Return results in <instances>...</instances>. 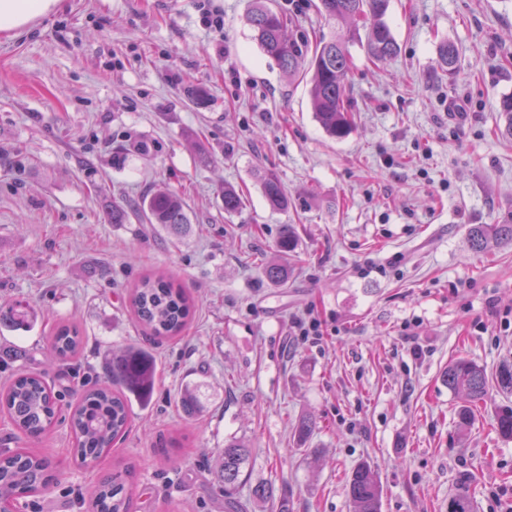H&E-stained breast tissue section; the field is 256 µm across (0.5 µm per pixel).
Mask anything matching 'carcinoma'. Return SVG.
Listing matches in <instances>:
<instances>
[{
	"instance_id": "1",
	"label": "carcinoma",
	"mask_w": 512,
	"mask_h": 512,
	"mask_svg": "<svg viewBox=\"0 0 512 512\" xmlns=\"http://www.w3.org/2000/svg\"><path fill=\"white\" fill-rule=\"evenodd\" d=\"M273 0H252L247 22L260 50L274 59L290 75L309 76V97L316 120L332 138L349 132L348 79L351 72L349 43L365 39V49L374 61L397 55L398 43L384 20L389 0H319L318 11L346 30L344 37L322 38L314 49L293 32V22L272 6ZM366 35H360V27ZM459 51L443 43L438 66L450 75L457 73ZM498 112L504 119L501 132L512 137V95L499 98ZM267 206L272 211L288 208V196L273 171L260 177ZM245 198L236 189L224 187V213H239ZM137 215L146 224H158L169 234L180 237L190 225L188 205L176 191L155 190L144 198ZM492 239L512 242V210L496 224H475L470 230L472 249L483 250ZM266 279L273 284L288 280V267L280 262L264 264ZM131 304L141 326L155 339L174 338L186 327L191 301L184 288L161 276L142 279L131 294ZM36 311L28 303L17 301L0 307V325L21 328L29 324ZM83 347V336L74 324H59L51 337V349L61 362L72 360ZM448 388L465 393L472 402L489 394L484 370L473 360L459 357L443 373ZM156 382V366L148 348L131 345L117 354L104 377H98L68 414L70 429L81 461L96 462L112 452V444L129 427L132 402L149 404ZM497 388L512 394V364L502 365L496 374ZM0 413L14 428V448L0 449V498L36 496L50 484L45 471L46 451H36L28 443L36 441L58 421V407L51 386L37 373H19L5 393L0 395ZM501 437L512 439V408L497 417ZM250 451L237 441L224 446L218 477L224 482V512H243L235 497L236 488L246 477ZM262 501L277 504L278 512H288L287 502L265 485L255 489ZM351 512H380L381 486L371 466L358 465L348 480ZM131 489L122 472L101 478L95 485L88 512H129ZM448 512H475L472 499L460 492L448 500Z\"/></svg>"
}]
</instances>
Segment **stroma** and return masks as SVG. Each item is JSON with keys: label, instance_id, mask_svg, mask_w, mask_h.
Here are the masks:
<instances>
[{"label": "stroma", "instance_id": "1", "mask_svg": "<svg viewBox=\"0 0 512 512\" xmlns=\"http://www.w3.org/2000/svg\"><path fill=\"white\" fill-rule=\"evenodd\" d=\"M275 4L309 40L334 32L318 0ZM209 5L220 28L197 0H61L30 30L0 34V306L38 312L0 326V388L26 369L76 404L110 352L147 343L125 299L142 277L194 298L187 330L149 343L157 385L127 436L86 465L59 420L37 443L55 479L20 512H85L115 468L131 512H224L216 472L231 441L250 450L245 512H275L254 496L261 484L288 512H350L346 482L362 463L381 512H446L465 474L476 512H512V439L495 429L512 394L490 390L463 434L464 400L442 378L457 357L491 378L512 363V244L469 246L473 225L512 208V138L497 130L512 93V0H390L400 50L376 65L350 44L342 139L319 127L306 82L253 41L251 0ZM446 41L460 52L453 77L437 65ZM266 170L287 210L268 208ZM228 185L246 198L231 217ZM162 187L186 196L184 239L134 215L110 223L113 203ZM286 224L296 247L281 257ZM265 258L287 265L285 284L267 282ZM310 315L316 343L296 328ZM60 322L86 338L67 364L50 354ZM194 386L204 407L189 416L179 398ZM304 418L316 429L300 444ZM36 311L28 303L17 301L5 307H0V325L21 328L29 324Z\"/></svg>", "mask_w": 512, "mask_h": 512}]
</instances>
